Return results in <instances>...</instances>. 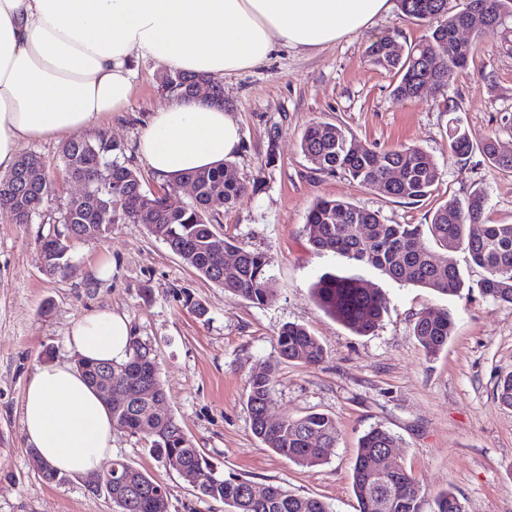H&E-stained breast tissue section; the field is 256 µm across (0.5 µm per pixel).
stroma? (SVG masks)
Returning a JSON list of instances; mask_svg holds the SVG:
<instances>
[{
  "label": "stroma",
  "mask_w": 512,
  "mask_h": 512,
  "mask_svg": "<svg viewBox=\"0 0 512 512\" xmlns=\"http://www.w3.org/2000/svg\"><path fill=\"white\" fill-rule=\"evenodd\" d=\"M427 34V25L395 6L361 32L307 52L278 47L263 64L222 79L224 109L242 138L230 171L256 190L235 208L221 209L218 230L269 257L276 298L267 305L230 298L133 224L75 242L71 273L47 276L38 241L61 224L65 183H57L31 223L0 213V512H116L103 489L79 476L46 481L21 423L29 375L45 363L77 361L70 329L103 308L125 314L135 334L157 350L164 410L224 475L319 498L331 512H358L352 467L361 437L378 426L398 440L395 462L415 479L421 512H433L437 495L446 491L466 512H512V408L496 393L499 379L512 373V305L477 292L445 295L392 281L315 252L304 228L320 198L347 200L389 224H425L439 205L475 191L487 196L489 221L512 223V171L494 168L477 149L463 161L448 152L455 119L476 145L491 138L512 153V19L477 38L468 69L451 71L443 90L396 101L393 75L370 65L366 48L382 37L407 48ZM133 67L130 107L105 115L97 128L123 148L145 189L154 190L161 182L137 142L152 112L172 94L160 81L163 66L137 59ZM317 122L341 126L377 151L419 147L437 162L441 179L431 196L415 203L339 172H315L300 141ZM103 261L111 262L112 275L99 280L91 270ZM326 272L354 275L379 289L386 311L373 333L355 334L316 304L311 286ZM199 304L206 315L197 314ZM428 308L454 320L447 347L431 358L413 332L418 313ZM287 323L317 337L325 352L320 364L280 360L276 338ZM269 364L277 367L270 421L312 412L334 418L338 437L323 464L295 465L254 436L244 385ZM112 456L166 484L169 512H228L222 501L197 498L182 476L127 431L113 430Z\"/></svg>",
  "instance_id": "stroma-1"
}]
</instances>
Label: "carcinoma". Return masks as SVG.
Instances as JSON below:
<instances>
[{
	"mask_svg": "<svg viewBox=\"0 0 512 512\" xmlns=\"http://www.w3.org/2000/svg\"><path fill=\"white\" fill-rule=\"evenodd\" d=\"M403 14L429 26L425 42L410 47L400 58L387 51L384 37L372 42L367 57L372 65L396 78L394 99L408 100L421 96L423 84L440 87L447 82L448 68L465 70L472 61L476 44H457L452 38L462 25V12H448V0H399ZM469 14L483 15L486 22L475 35L502 23L512 11V0H468ZM431 54L433 68L424 71L417 59ZM205 75L168 70L162 76L165 87L184 99H195L194 92ZM450 153L458 158L470 154L474 145L460 125L448 129ZM301 150L319 173L340 171L366 188H375L391 198L420 201L431 194L440 181L441 170L436 161L416 146L377 151L359 149L352 136L341 126L315 123L301 140ZM121 148L104 133L95 137H76L64 143L61 150L62 172L67 176H87L97 171L112 178V197L121 201L119 209L109 212L94 210L90 202L66 203L61 223L63 229L54 234L62 237L100 239L113 224H137L161 238L201 277L224 289L234 299L255 305H266L275 297L271 261L262 252L241 246L216 232L219 218L212 211L214 204L226 208L237 206L248 194L249 187L229 173L224 162L208 169L185 172L166 180L170 188L190 183L195 189L193 204L171 209L164 199L143 188L139 172L120 161ZM481 152L497 169L512 170V155L497 152L495 141L488 139ZM44 165V182L32 184L24 179L22 161ZM404 172L402 182L389 181V171ZM56 173L45 165L41 156L27 153L19 156L14 167L0 175V207L12 211L14 196L24 200L45 201L53 191ZM486 198L474 192L464 200L451 199L438 207L427 224H387L374 211L360 208L343 199L321 198L306 215L308 242L320 253H334L360 266L371 267L385 277L407 282L441 294L458 295L467 284L450 257L439 260L434 252L421 246L428 235L436 245L447 251L462 249L472 262L485 271L476 283L479 292L495 301L512 304V224H495L485 219ZM219 251L232 252L238 263L224 267L216 262ZM318 304L334 314L360 335L374 331L379 325L385 301L373 288L356 277L321 275L313 287ZM453 333V319L442 311L424 310L414 324V336L426 354L434 356L448 345ZM280 358L318 364L324 350L307 328L288 323L277 334ZM158 353L149 352L146 342L135 336L130 354L123 363L79 361L83 375L94 384V375L112 367V389L123 390L141 384L151 395L166 398L160 381ZM277 368L268 365L246 381V406L252 430L261 444L276 455L305 467L321 464L324 449L334 447V420L321 413L303 417H285L268 422L265 411L271 399ZM140 405L129 403L112 407L113 427L129 431L150 445V452L168 469L177 473L186 470L198 475L194 485L200 499L221 500L232 507L231 512H332L315 497L291 493L280 485H268L260 497L250 491L251 482L235 476H224L209 462L171 415L156 420L139 417ZM400 447L397 439L382 428L368 431L360 443L355 459L352 487L359 512H420L419 490L414 479L404 470L385 473L370 464L368 456ZM113 471L124 478L112 484V502L117 512H168L167 486L151 475L123 460L112 463ZM435 512H465L459 498L446 492L435 501Z\"/></svg>",
	"mask_w": 512,
	"mask_h": 512,
	"instance_id": "1",
	"label": "carcinoma"
}]
</instances>
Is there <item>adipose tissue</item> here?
Instances as JSON below:
<instances>
[{
  "mask_svg": "<svg viewBox=\"0 0 512 512\" xmlns=\"http://www.w3.org/2000/svg\"><path fill=\"white\" fill-rule=\"evenodd\" d=\"M390 0H0V172L22 142L90 132L126 111L136 58L213 78L263 63L277 44L313 50L370 26ZM230 114L173 98L153 112L138 149L160 179L236 155ZM125 315L92 311L70 331L84 359L126 361ZM28 446L52 468L95 482L112 455V418L77 365L43 364L25 387Z\"/></svg>",
  "mask_w": 512,
  "mask_h": 512,
  "instance_id": "adipose-tissue-1",
  "label": "adipose tissue"
}]
</instances>
